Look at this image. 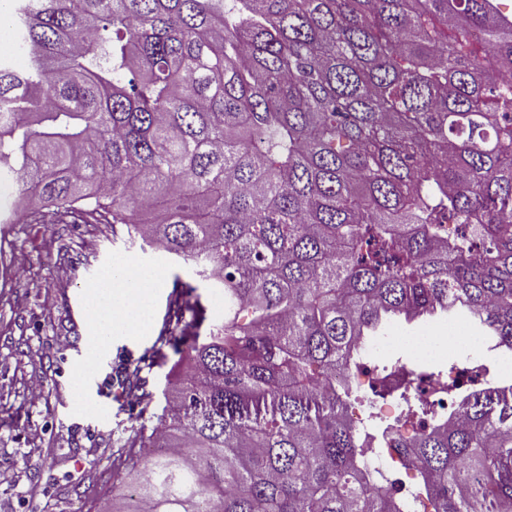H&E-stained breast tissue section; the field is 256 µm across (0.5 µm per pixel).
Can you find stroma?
<instances>
[{
  "label": "stroma",
  "mask_w": 512,
  "mask_h": 512,
  "mask_svg": "<svg viewBox=\"0 0 512 512\" xmlns=\"http://www.w3.org/2000/svg\"><path fill=\"white\" fill-rule=\"evenodd\" d=\"M156 269L154 306L143 329L121 330L87 362L95 325L88 286L115 257ZM190 260L113 236L106 224H0V512H99L112 492V450L128 414L108 382L118 356L150 350L174 277ZM41 383L42 399L27 387ZM37 483L43 494L29 499Z\"/></svg>",
  "instance_id": "obj_1"
}]
</instances>
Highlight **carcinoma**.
Wrapping results in <instances>:
<instances>
[{
    "mask_svg": "<svg viewBox=\"0 0 512 512\" xmlns=\"http://www.w3.org/2000/svg\"><path fill=\"white\" fill-rule=\"evenodd\" d=\"M17 2L0 178L31 207L10 223L110 224L224 290L210 324L175 277L151 355L112 377L141 405L112 461L127 512H401L336 394L395 323L462 318L512 353V21L493 0ZM367 417L414 449L431 512H512V385L417 436ZM175 361L176 358L170 359L166 364L154 367L149 374L150 383L153 385L154 391L156 393L154 405L159 411L165 404L163 391L166 387V377L168 376V373L170 372V369Z\"/></svg>",
    "mask_w": 512,
    "mask_h": 512,
    "instance_id": "cac0c4a2",
    "label": "carcinoma"
}]
</instances>
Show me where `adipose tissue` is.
<instances>
[{"mask_svg": "<svg viewBox=\"0 0 512 512\" xmlns=\"http://www.w3.org/2000/svg\"><path fill=\"white\" fill-rule=\"evenodd\" d=\"M154 272L133 262L120 260L117 271L109 272L91 293L89 312L101 336L117 328H142L149 321Z\"/></svg>", "mask_w": 512, "mask_h": 512, "instance_id": "ef3b65f1", "label": "adipose tissue"}]
</instances>
